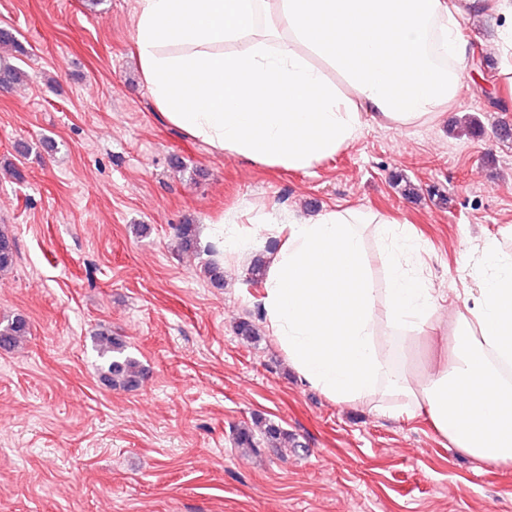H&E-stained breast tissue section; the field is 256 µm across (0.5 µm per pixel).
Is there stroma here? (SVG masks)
<instances>
[{"label": "stroma", "instance_id": "stroma-1", "mask_svg": "<svg viewBox=\"0 0 512 512\" xmlns=\"http://www.w3.org/2000/svg\"><path fill=\"white\" fill-rule=\"evenodd\" d=\"M137 0H0L23 69L0 87V229L16 261L0 274V316L23 315L24 344L0 348V512H512V464L449 446L403 404L327 398L288 366L262 324L249 266L203 277L205 247L179 250L181 224H285L356 207L413 230L434 288L456 303L469 252L512 225V101L496 87L503 17L461 19L482 74L435 123L367 125L309 171L230 157L169 125L136 56ZM483 132L465 133L466 119ZM21 172L10 178L5 164ZM416 196L405 197L399 180ZM106 326L145 368L136 389L101 380L91 337ZM396 371H424L438 339L378 338ZM301 449L244 454L255 416Z\"/></svg>", "mask_w": 512, "mask_h": 512}]
</instances>
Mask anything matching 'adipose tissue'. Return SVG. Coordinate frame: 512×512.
<instances>
[{
  "instance_id": "obj_1",
  "label": "adipose tissue",
  "mask_w": 512,
  "mask_h": 512,
  "mask_svg": "<svg viewBox=\"0 0 512 512\" xmlns=\"http://www.w3.org/2000/svg\"><path fill=\"white\" fill-rule=\"evenodd\" d=\"M512 18V0H138L135 45L156 108L215 151L305 171L365 123L409 129L441 118L464 87L466 11ZM279 238L259 302L267 331L309 385L340 403L389 392L423 408L458 450L512 463V251L485 237L465 298L439 318L407 229L336 207L288 224L207 225L203 245L248 256ZM384 251L383 276L367 261ZM444 332L425 374L391 376L381 335Z\"/></svg>"
}]
</instances>
